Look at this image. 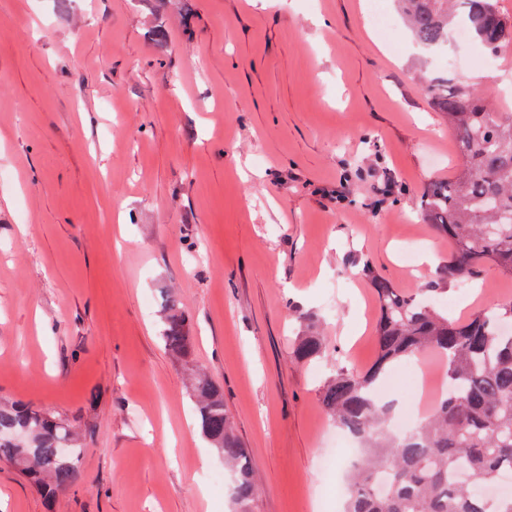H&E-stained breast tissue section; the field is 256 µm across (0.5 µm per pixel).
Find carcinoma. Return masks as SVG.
Listing matches in <instances>:
<instances>
[{"mask_svg": "<svg viewBox=\"0 0 512 512\" xmlns=\"http://www.w3.org/2000/svg\"><path fill=\"white\" fill-rule=\"evenodd\" d=\"M415 42L426 50L448 43L461 23L485 53L512 46V16L500 0H396ZM434 109L448 120L462 165L446 179L430 181L420 197L426 223L448 237V264L437 270L450 286L480 275L487 264L512 276V113L499 99L468 85L431 79ZM375 289L379 317L376 358L356 373L336 368L320 389L324 409L361 443L352 467L343 512H512V495L485 497L501 473H512V300L465 321L442 313L436 297L445 288L400 293L364 264ZM160 339L174 356H187L191 331L175 299H166ZM424 351L441 356L448 391L430 414L407 431L392 429L391 406L376 399V381L393 362ZM294 358L307 362L325 354L324 339L310 328L298 337ZM201 434L224 460L239 466L234 494L242 512L258 491L252 469L224 407L221 385L203 376L194 387ZM67 427L52 414L27 405L0 404V457L22 466L51 498L78 479L80 449L68 445Z\"/></svg>", "mask_w": 512, "mask_h": 512, "instance_id": "cac0c4a2", "label": "carcinoma"}]
</instances>
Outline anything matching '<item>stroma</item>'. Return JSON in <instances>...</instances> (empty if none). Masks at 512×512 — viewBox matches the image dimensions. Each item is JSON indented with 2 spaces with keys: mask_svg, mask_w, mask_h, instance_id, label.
<instances>
[{
  "mask_svg": "<svg viewBox=\"0 0 512 512\" xmlns=\"http://www.w3.org/2000/svg\"><path fill=\"white\" fill-rule=\"evenodd\" d=\"M372 0H0V404L64 420L76 485L47 500L0 459V512H239L191 378L224 404L259 482L252 512H341L352 463L319 401L375 359L362 263L406 295L452 250L419 218L460 166L425 74L512 82L449 41L427 61ZM347 182L357 203L331 192ZM177 299L191 354L166 352ZM512 299L485 267L456 320ZM314 323L329 355L300 362ZM223 471L224 485L204 478Z\"/></svg>",
  "mask_w": 512,
  "mask_h": 512,
  "instance_id": "1",
  "label": "stroma"
}]
</instances>
